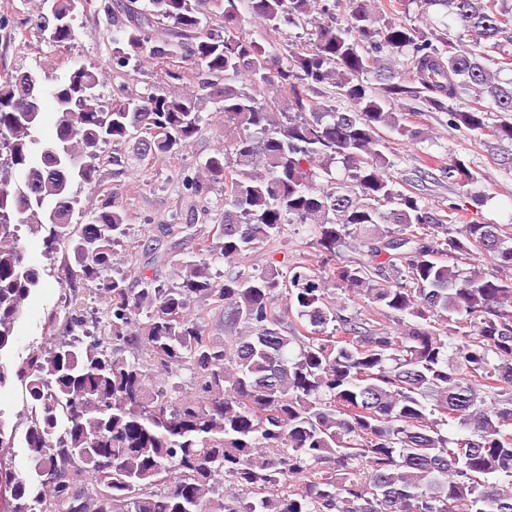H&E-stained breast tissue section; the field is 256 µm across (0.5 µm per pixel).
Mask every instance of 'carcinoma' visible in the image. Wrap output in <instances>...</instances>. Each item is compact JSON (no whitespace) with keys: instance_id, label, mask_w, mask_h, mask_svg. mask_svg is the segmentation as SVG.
Listing matches in <instances>:
<instances>
[{"instance_id":"cac0c4a2","label":"carcinoma","mask_w":512,"mask_h":512,"mask_svg":"<svg viewBox=\"0 0 512 512\" xmlns=\"http://www.w3.org/2000/svg\"><path fill=\"white\" fill-rule=\"evenodd\" d=\"M89 2L43 0L41 39L71 42ZM240 2L101 5L116 28L113 62L166 66L168 80L192 85L180 97L150 87L106 108L95 68L47 94L32 71L0 74V388L20 384L27 407L14 424L0 409V512H512V227L461 224L460 205L398 190L381 136H416L394 105L420 99L512 168V153L495 152L512 144V79H501L512 70V0H424L449 9L467 44L382 24L375 0H346L340 18L337 0H247L275 36L318 13L286 56L242 35ZM325 85L350 109L318 105ZM464 93L468 109L451 107ZM47 96L57 120L43 140ZM210 102L224 145L187 185L196 197L224 185L219 234L198 227L196 210L144 224L150 262L135 286L105 276L129 236L125 211L114 199L64 224L73 187L98 182L108 141H135L142 161L178 157ZM441 174L461 188L479 181L459 154ZM291 224L309 227L307 255L212 280L211 264ZM23 230L42 236L49 261L72 252L74 263L53 268L72 294L48 314L47 341L13 363L4 355L40 284ZM191 241L179 281L161 280L153 268ZM345 248L357 256L342 260ZM476 254L499 273L462 268ZM336 284L364 306L344 314L328 293ZM194 295L224 337L189 313ZM449 332L460 343L449 346ZM183 378L193 393L179 394ZM454 423L468 434L442 433Z\"/></svg>"}]
</instances>
